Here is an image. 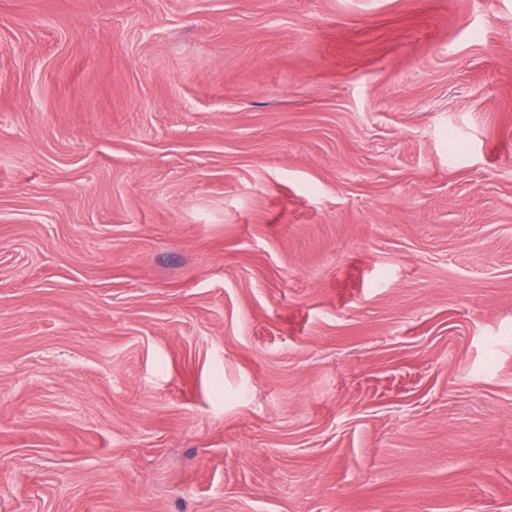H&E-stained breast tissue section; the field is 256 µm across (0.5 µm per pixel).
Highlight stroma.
<instances>
[{"instance_id": "stroma-1", "label": "stroma", "mask_w": 512, "mask_h": 512, "mask_svg": "<svg viewBox=\"0 0 512 512\" xmlns=\"http://www.w3.org/2000/svg\"><path fill=\"white\" fill-rule=\"evenodd\" d=\"M0 512H512V0H0Z\"/></svg>"}]
</instances>
